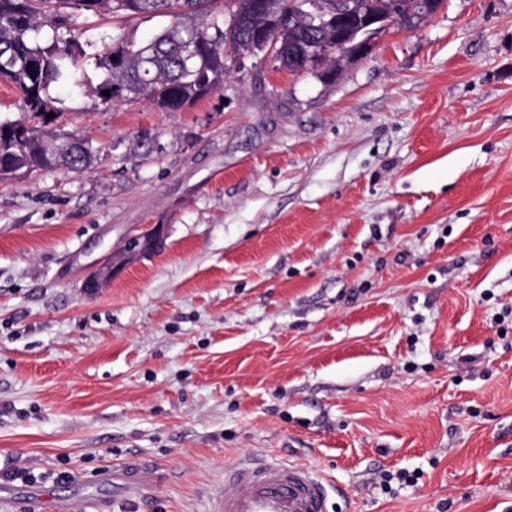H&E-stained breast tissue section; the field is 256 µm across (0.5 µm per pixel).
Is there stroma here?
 <instances>
[{"instance_id":"1","label":"stroma","mask_w":512,"mask_h":512,"mask_svg":"<svg viewBox=\"0 0 512 512\" xmlns=\"http://www.w3.org/2000/svg\"><path fill=\"white\" fill-rule=\"evenodd\" d=\"M226 64L177 112L54 91L91 169L0 182V468L36 481L0 490L208 512L274 459L329 512H512V0H444L330 82ZM146 224L163 249L87 293Z\"/></svg>"}]
</instances>
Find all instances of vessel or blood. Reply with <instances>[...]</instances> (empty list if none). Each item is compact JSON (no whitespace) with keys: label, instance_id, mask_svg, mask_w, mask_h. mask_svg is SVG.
Returning a JSON list of instances; mask_svg holds the SVG:
<instances>
[{"label":"vessel or blood","instance_id":"obj_1","mask_svg":"<svg viewBox=\"0 0 512 512\" xmlns=\"http://www.w3.org/2000/svg\"><path fill=\"white\" fill-rule=\"evenodd\" d=\"M329 486L302 463L258 459L225 466L210 512H328Z\"/></svg>","mask_w":512,"mask_h":512}]
</instances>
